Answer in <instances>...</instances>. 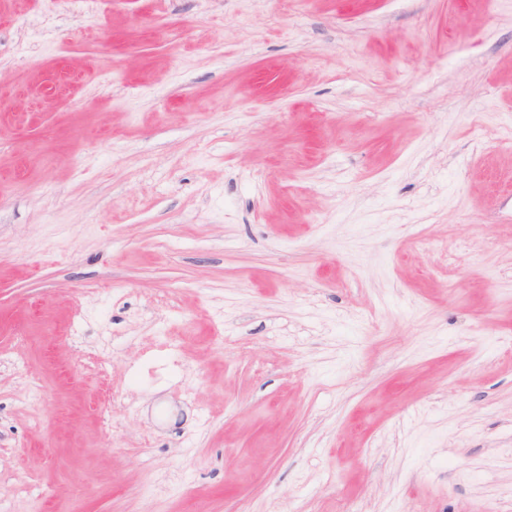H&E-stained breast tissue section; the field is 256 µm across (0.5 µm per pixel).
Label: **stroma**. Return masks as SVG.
Instances as JSON below:
<instances>
[{"label": "stroma", "instance_id": "stroma-1", "mask_svg": "<svg viewBox=\"0 0 512 512\" xmlns=\"http://www.w3.org/2000/svg\"><path fill=\"white\" fill-rule=\"evenodd\" d=\"M0 512H512V0H0Z\"/></svg>", "mask_w": 512, "mask_h": 512}]
</instances>
